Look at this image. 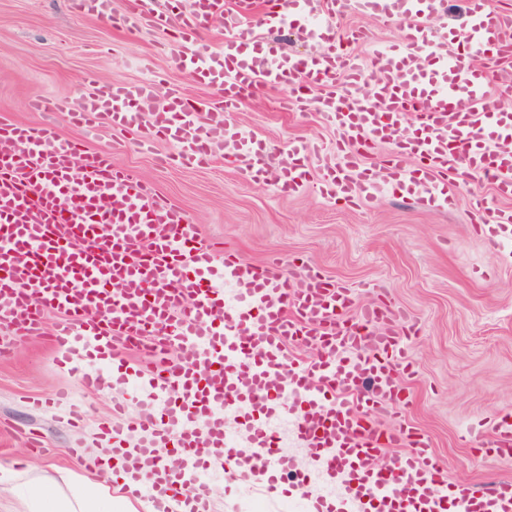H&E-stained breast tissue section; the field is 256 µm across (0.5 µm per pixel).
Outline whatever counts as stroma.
<instances>
[{
    "mask_svg": "<svg viewBox=\"0 0 512 512\" xmlns=\"http://www.w3.org/2000/svg\"><path fill=\"white\" fill-rule=\"evenodd\" d=\"M162 38L152 28L130 35L80 15L72 0H0V111L18 123L44 121L30 102L78 104L89 72L107 84L153 79L161 99L175 89L192 99L213 97V89L188 80L177 49L158 50ZM292 90L289 83L269 89L232 116L243 131L261 136L279 165L296 141L321 150L336 145L335 128L315 108L280 109ZM57 130L92 148H112L120 165L191 217L200 240L224 242L251 263L281 257L296 275L318 267L351 288L356 305L384 299L402 311L418 327L408 341V424L445 463L449 482L485 487L512 479V456H498L470 435L489 418L512 412V239L492 247L474 231L486 211L512 209V199L499 198L488 184L473 193L464 181L447 210L393 189L368 201L331 199L319 190L324 173L315 164L307 187L288 196L273 183L241 180L219 157L185 165L169 160L165 141L141 149L133 131L102 125L90 134L62 121ZM0 341L9 345L0 357V505L26 512L31 488L74 496L83 456L110 453L99 424L117 401L128 416H138L139 396L108 380L97 391L85 387L82 373L99 369V362L60 366L49 337L17 338L0 325ZM62 394L87 404L81 430L69 428L64 407L55 405ZM27 427L43 435L44 451L27 447L20 434ZM206 478L214 488L213 512H301L295 479L270 497L224 471Z\"/></svg>",
    "mask_w": 512,
    "mask_h": 512,
    "instance_id": "obj_1",
    "label": "stroma"
}]
</instances>
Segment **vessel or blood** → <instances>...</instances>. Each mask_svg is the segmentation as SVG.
<instances>
[{"label":"vessel or blood","instance_id":"obj_1","mask_svg":"<svg viewBox=\"0 0 512 512\" xmlns=\"http://www.w3.org/2000/svg\"><path fill=\"white\" fill-rule=\"evenodd\" d=\"M310 23L300 40L319 44L312 56L285 54L258 43L253 23L283 22L279 0H194L179 24L180 65L189 79L214 88L216 120H198L186 96L172 91L158 101L149 82L101 85L83 78L79 107L64 100L34 101L33 109L65 113L89 130H137L141 145L157 139L187 142L192 159L223 156L243 180L265 173L263 140L235 129L231 114L249 96L302 79L320 88L315 106L335 127L336 150L321 155L324 195L372 199L389 185L417 203L450 208L456 187L491 184L512 196V113L489 106L492 91L512 94L501 81L512 68V10L491 0H465L466 24H440L447 0H299ZM79 13L128 32L167 31L171 22L157 0H133L117 17L112 0H74ZM381 20L401 18V42L372 50L359 61L349 45L366 42L364 29L338 38L334 20L345 11ZM234 27L223 51L199 39L218 18ZM463 51L469 64L436 55ZM413 137H400L406 119ZM389 145V153L362 167L354 147ZM276 189L302 191L309 181L307 146L294 145ZM463 161L462 169L451 166ZM512 228V210H499L483 231L497 244ZM39 282V292L29 285ZM233 301H226L225 286ZM62 315L51 331L61 365L74 356L112 362L117 346L152 341L151 377L139 417L121 409L102 430L114 436L113 459L123 480L146 493L152 512H210L207 465L229 461L237 478L269 492L295 471L279 449L278 424L292 427L319 466L328 492L307 512H512V480L479 491L449 485L439 457L420 433L381 418L410 405L398 371L405 338L415 326L383 302L353 307L349 288L315 268L297 287L284 261L249 263L221 245L203 244L192 219L136 172L116 166L106 149L60 134L53 125H23L0 118V324L15 336L44 333L42 315ZM354 320H347V312ZM190 345L194 362L172 359V347ZM310 346L316 358L289 356ZM246 405L250 451L230 446L226 408ZM478 438L500 456L512 455V414L497 416ZM174 448L179 470L168 469L160 449Z\"/></svg>","mask_w":512,"mask_h":512}]
</instances>
